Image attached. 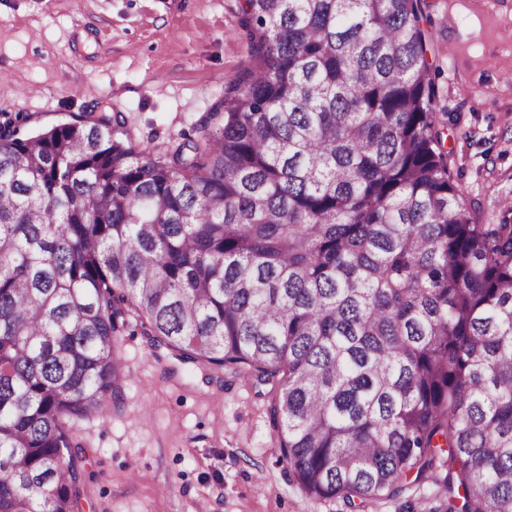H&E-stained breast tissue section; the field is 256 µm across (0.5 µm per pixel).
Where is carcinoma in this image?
Here are the masks:
<instances>
[{
	"instance_id": "obj_1",
	"label": "carcinoma",
	"mask_w": 512,
	"mask_h": 512,
	"mask_svg": "<svg viewBox=\"0 0 512 512\" xmlns=\"http://www.w3.org/2000/svg\"><path fill=\"white\" fill-rule=\"evenodd\" d=\"M421 0H244L253 68L163 160L91 113L0 124V512H80L120 328L270 386L313 499L440 462L512 512V217L448 173Z\"/></svg>"
}]
</instances>
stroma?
<instances>
[{
    "mask_svg": "<svg viewBox=\"0 0 512 512\" xmlns=\"http://www.w3.org/2000/svg\"><path fill=\"white\" fill-rule=\"evenodd\" d=\"M241 0H0V122L32 133L122 113L134 142L163 153L192 134L251 64ZM434 110L448 172L474 222L512 199V0H423ZM117 351L126 383L78 422L83 512H347L305 496L282 460L268 396L231 372L181 366L136 327ZM446 471L362 512H448Z\"/></svg>",
    "mask_w": 512,
    "mask_h": 512,
    "instance_id": "1",
    "label": "stroma"
}]
</instances>
